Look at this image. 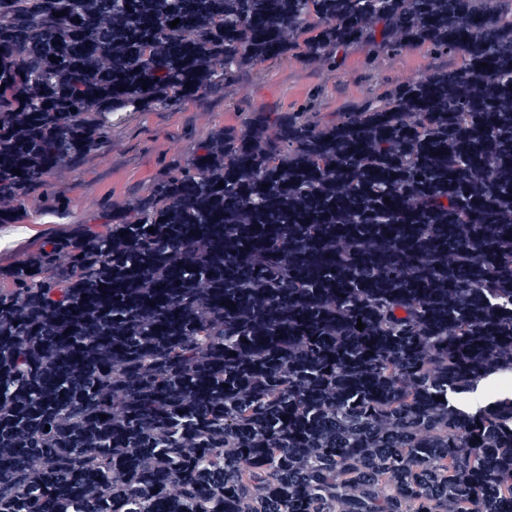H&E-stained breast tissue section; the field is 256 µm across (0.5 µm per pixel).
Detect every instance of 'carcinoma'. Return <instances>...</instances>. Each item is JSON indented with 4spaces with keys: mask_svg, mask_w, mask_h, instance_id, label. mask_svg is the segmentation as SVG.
Instances as JSON below:
<instances>
[{
    "mask_svg": "<svg viewBox=\"0 0 512 512\" xmlns=\"http://www.w3.org/2000/svg\"><path fill=\"white\" fill-rule=\"evenodd\" d=\"M367 44L464 65L0 270V512H512V398H448L512 373V0H0V224L115 112Z\"/></svg>",
    "mask_w": 512,
    "mask_h": 512,
    "instance_id": "cac0c4a2",
    "label": "carcinoma"
}]
</instances>
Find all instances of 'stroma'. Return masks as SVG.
Returning <instances> with one entry per match:
<instances>
[{
	"label": "stroma",
	"instance_id": "1",
	"mask_svg": "<svg viewBox=\"0 0 512 512\" xmlns=\"http://www.w3.org/2000/svg\"><path fill=\"white\" fill-rule=\"evenodd\" d=\"M460 64L458 56L424 46L393 55L352 46L329 65H311L295 56L270 60L238 70L220 89L177 106L114 114L97 153L50 175L30 190L15 223L0 224V268L76 225L103 231L113 205L130 202L177 174L207 135L241 126L249 113L304 111L328 120L382 104L408 78Z\"/></svg>",
	"mask_w": 512,
	"mask_h": 512
}]
</instances>
